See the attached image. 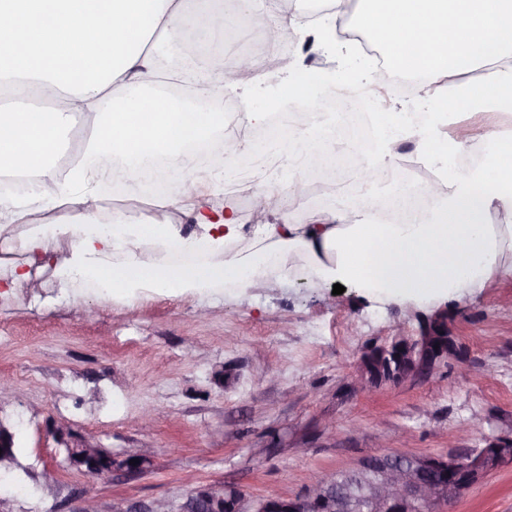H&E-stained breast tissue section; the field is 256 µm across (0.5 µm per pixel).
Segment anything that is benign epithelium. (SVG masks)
I'll use <instances>...</instances> for the list:
<instances>
[{"mask_svg": "<svg viewBox=\"0 0 512 512\" xmlns=\"http://www.w3.org/2000/svg\"><path fill=\"white\" fill-rule=\"evenodd\" d=\"M392 343L404 349L405 368L398 372L382 371L379 377H373L367 368L368 359L375 354L386 356V347L377 346L364 356L352 373L351 382L355 388L367 391L376 382L392 386L413 377L435 374L454 350L453 337L448 335L446 311L435 310L413 336L406 335L402 326H395ZM466 431L478 433L482 446L464 454L418 455L400 451L361 460L356 471L365 474L366 480L355 488L345 480L321 476L300 495L250 501L241 486L225 482L197 489L177 506L156 500L136 503L126 512H357L364 508L368 512H423L426 507L432 512H447L449 505L459 500L489 471L505 461L512 462V435L488 434L484 428L475 425ZM75 450L110 459L111 464L106 467L91 466L94 475L109 473L119 466L130 470L142 468L141 463L130 464L129 454L132 452L147 459L151 457L145 446L126 449L120 462L100 445L83 442L75 446Z\"/></svg>", "mask_w": 512, "mask_h": 512, "instance_id": "7a95c632", "label": "benign epithelium"}]
</instances>
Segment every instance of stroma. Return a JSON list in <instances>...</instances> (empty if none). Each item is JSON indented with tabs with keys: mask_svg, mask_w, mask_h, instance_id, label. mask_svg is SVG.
<instances>
[{
	"mask_svg": "<svg viewBox=\"0 0 512 512\" xmlns=\"http://www.w3.org/2000/svg\"><path fill=\"white\" fill-rule=\"evenodd\" d=\"M497 108L455 115L451 137L471 142L502 122ZM407 306L376 304L352 289L333 294L310 278L99 301L65 288L53 265L0 296V420L14 426V493L0 512H100L134 502L179 504L195 488L234 481L247 498L302 494L313 477L364 457L410 451L463 453L486 432H512V277L475 299L448 304V328L464 350L441 376L352 391L351 373L393 325L414 334ZM66 419L65 442L49 424ZM90 441L121 457L150 444L143 470L89 476L65 461V445ZM450 512H512V462L489 472Z\"/></svg>",
	"mask_w": 512,
	"mask_h": 512,
	"instance_id": "obj_1",
	"label": "stroma"
}]
</instances>
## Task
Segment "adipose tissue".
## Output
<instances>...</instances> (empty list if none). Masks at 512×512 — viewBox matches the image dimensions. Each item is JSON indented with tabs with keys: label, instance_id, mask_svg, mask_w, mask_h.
Segmentation results:
<instances>
[{
	"label": "adipose tissue",
	"instance_id": "1",
	"mask_svg": "<svg viewBox=\"0 0 512 512\" xmlns=\"http://www.w3.org/2000/svg\"><path fill=\"white\" fill-rule=\"evenodd\" d=\"M296 2L273 0L263 40L284 31L326 47L338 21L351 19L377 38L387 64L416 78L415 111H391L371 86L359 111L271 125L276 107L292 102L311 111L317 87L345 89L352 76L294 63L273 82L248 53L231 60L184 53L186 29L208 38L223 31L217 0H0V177L27 186L0 193V241L30 228L14 282L51 261L64 284L109 301L227 281L255 288L272 273L287 280L301 262L317 284L418 303L473 299L512 276V128L490 129L472 143L448 134L449 117L476 106L512 111V0H331L330 13L313 22L297 14ZM163 46L172 64L163 63ZM228 94L241 102L242 124L268 127L265 139L225 134ZM77 115L90 135L68 159L60 142ZM341 126L342 143L335 137ZM408 142L435 173L436 216L422 224L382 216L410 191L400 165ZM339 148L361 154L365 194L346 205L328 197L316 221H299L303 172ZM196 154L214 159L219 173L198 177L180 166ZM262 156L278 169L257 172L256 196L279 204L270 222L256 225L244 254L234 249L243 224L210 197L234 182L241 159ZM154 169L172 171L181 191L146 192L152 214L144 222L132 208L105 212L106 196L128 193ZM386 173L393 179L384 185ZM176 210L193 216L192 234L173 221ZM495 215L503 223H492ZM59 240L66 254L55 251Z\"/></svg>",
	"mask_w": 512,
	"mask_h": 512
}]
</instances>
